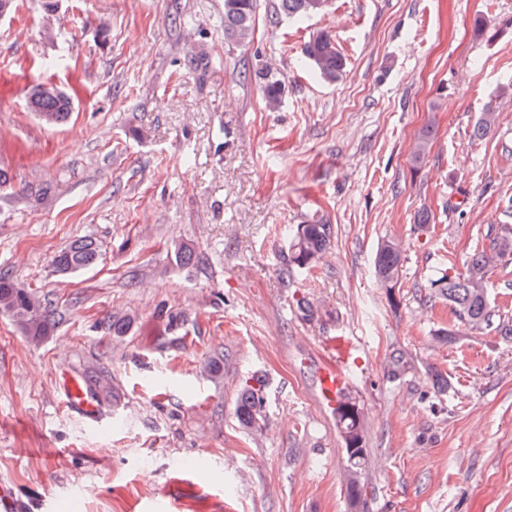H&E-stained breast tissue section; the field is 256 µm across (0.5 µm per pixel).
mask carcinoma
Wrapping results in <instances>:
<instances>
[{"mask_svg":"<svg viewBox=\"0 0 512 512\" xmlns=\"http://www.w3.org/2000/svg\"><path fill=\"white\" fill-rule=\"evenodd\" d=\"M276 13L288 18L301 19L311 15L313 0H276ZM257 0H224V36L235 42H249L255 31ZM317 77L327 83L336 82L346 68L345 59L336 47L333 36L322 31L309 39L303 48ZM261 83L265 106L277 110L286 93L287 83L283 75L262 67L254 71ZM30 110L49 118L50 125H61L72 112V101L63 92L47 93L40 88L29 98ZM496 123V111L486 106L474 124L475 139L487 137ZM433 129L423 130L415 144L413 160L422 161L430 148ZM333 228L330 224H301L291 238L288 258L280 267L281 279L286 280L292 269L317 266L332 245ZM512 251V237L506 235L494 240L490 250L472 255L466 271L461 274L442 273L431 282L436 295L447 300L457 319L470 328H479L490 322L491 308L487 292V279L491 267L503 254ZM100 255L97 242L90 237L73 240L54 257V266L62 274H73L96 264ZM403 265L402 245L395 239L383 241L374 259V274L377 282L385 288L390 303H396L395 287ZM0 311L8 314L20 330L37 342L50 335L53 330L49 307L42 304L31 292L16 281L0 274ZM264 382L251 376L242 383L236 415L240 424L248 430L261 428V392ZM342 412L336 418L340 429H356L363 432L364 413L357 401L342 391L336 396L333 412ZM366 449H361L358 458L350 465L347 493L352 505L366 499V487L359 479L365 464Z\"/></svg>","mask_w":512,"mask_h":512,"instance_id":"1","label":"carcinoma"}]
</instances>
